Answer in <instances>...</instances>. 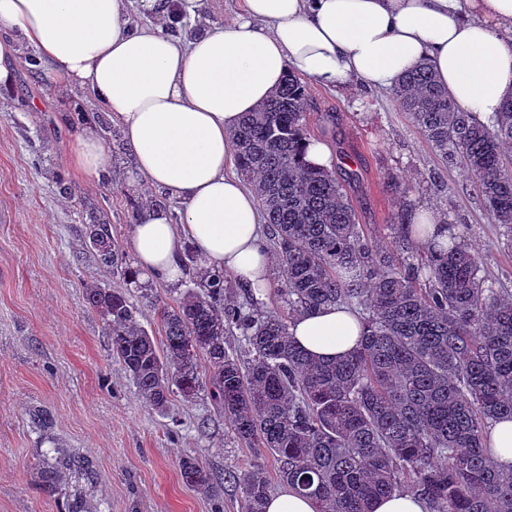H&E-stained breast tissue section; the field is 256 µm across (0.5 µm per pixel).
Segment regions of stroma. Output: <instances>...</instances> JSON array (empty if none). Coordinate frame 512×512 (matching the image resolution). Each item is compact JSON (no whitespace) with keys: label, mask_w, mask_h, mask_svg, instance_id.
<instances>
[{"label":"stroma","mask_w":512,"mask_h":512,"mask_svg":"<svg viewBox=\"0 0 512 512\" xmlns=\"http://www.w3.org/2000/svg\"><path fill=\"white\" fill-rule=\"evenodd\" d=\"M307 130L336 155V173L356 172L350 194L366 237L388 245L403 206L446 214L483 273L512 290V239L488 216L463 170L444 162L390 93L350 83L327 89L307 82ZM0 112V512H61L40 488L37 459L55 451L79 461L67 478L90 512H241L230 471L261 464L279 493L276 464L245 447L214 408L208 389L176 401L174 416L146 406L121 362L97 310L90 284L118 289L141 312L140 322L163 342L147 298L176 305L183 284L147 277L127 283L84 245L91 215H104L120 243L135 222L131 200L160 201L173 220L183 205L161 190L134 184L125 137L113 140L112 171L77 173L67 156L86 124L73 104L98 112L86 91L58 95L45 65L16 66ZM68 193H60L58 179ZM195 457L223 484L218 498L185 485L178 463Z\"/></svg>","instance_id":"obj_1"}]
</instances>
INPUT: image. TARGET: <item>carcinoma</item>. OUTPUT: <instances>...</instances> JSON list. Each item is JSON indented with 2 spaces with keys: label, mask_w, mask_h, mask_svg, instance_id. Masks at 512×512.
Listing matches in <instances>:
<instances>
[{
  "label": "carcinoma",
  "mask_w": 512,
  "mask_h": 512,
  "mask_svg": "<svg viewBox=\"0 0 512 512\" xmlns=\"http://www.w3.org/2000/svg\"><path fill=\"white\" fill-rule=\"evenodd\" d=\"M392 97L450 165L461 164L492 221L512 230V97L488 122L460 110L427 64L405 75ZM308 100L290 76L232 132L240 172L250 178L279 269L288 312H255L251 288L239 297L224 276L193 270L175 306H156L159 346L125 293L91 285L112 353L138 398L170 414L192 400L208 361L214 404L245 445L263 448L279 482L311 498L316 512H372L379 497L407 492L429 512H512V468L493 461V422L512 417V296L482 275L476 255L448 225L441 242L428 224L402 214L391 248L372 244L346 184L304 160ZM99 263L134 282L112 224L85 225ZM342 305L361 322L360 347L320 362L295 344L297 315ZM239 332L240 351L226 336ZM182 479L215 497L219 487L196 458L179 461ZM42 489L66 494L57 463H40ZM244 512H266L270 483L254 466L231 471Z\"/></svg>",
  "instance_id": "cac0c4a2"
}]
</instances>
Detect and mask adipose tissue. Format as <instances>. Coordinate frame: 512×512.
Wrapping results in <instances>:
<instances>
[{"instance_id":"adipose-tissue-1","label":"adipose tissue","mask_w":512,"mask_h":512,"mask_svg":"<svg viewBox=\"0 0 512 512\" xmlns=\"http://www.w3.org/2000/svg\"><path fill=\"white\" fill-rule=\"evenodd\" d=\"M201 0H0V86L10 62L33 48L58 86L92 92L123 128L137 177L179 199L180 222L146 205L129 235L141 273L175 284L191 247L200 270H230L268 289L273 256L260 232L253 191L230 174V134L295 75L334 87L392 89L428 64L464 111L488 119L512 97V0H239L235 20L201 24ZM469 18H462V11ZM148 26L134 27L132 14ZM196 21L178 36V18ZM96 177L112 151L94 132L68 156ZM289 333L311 357L356 350L362 328L348 309L298 316Z\"/></svg>"}]
</instances>
